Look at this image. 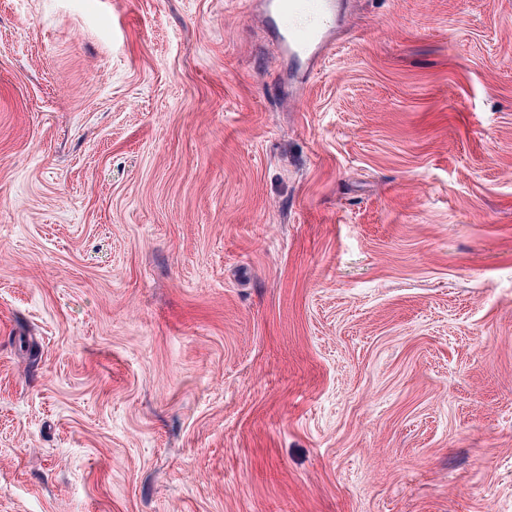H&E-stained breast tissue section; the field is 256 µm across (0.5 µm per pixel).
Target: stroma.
Instances as JSON below:
<instances>
[{
    "label": "stroma",
    "instance_id": "obj_1",
    "mask_svg": "<svg viewBox=\"0 0 512 512\" xmlns=\"http://www.w3.org/2000/svg\"><path fill=\"white\" fill-rule=\"evenodd\" d=\"M0 512H512V0H0ZM251 4L254 17L276 34L282 55L300 68H313L334 44L340 14L335 0H254ZM302 11L313 20L293 22V15Z\"/></svg>",
    "mask_w": 512,
    "mask_h": 512
}]
</instances>
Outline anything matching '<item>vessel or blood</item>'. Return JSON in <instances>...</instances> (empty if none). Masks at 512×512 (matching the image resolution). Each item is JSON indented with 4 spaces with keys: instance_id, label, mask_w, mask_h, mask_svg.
<instances>
[{
    "instance_id": "vessel-or-blood-1",
    "label": "vessel or blood",
    "mask_w": 512,
    "mask_h": 512,
    "mask_svg": "<svg viewBox=\"0 0 512 512\" xmlns=\"http://www.w3.org/2000/svg\"><path fill=\"white\" fill-rule=\"evenodd\" d=\"M254 17L272 29L283 56L310 69L334 43L338 0H253Z\"/></svg>"
}]
</instances>
